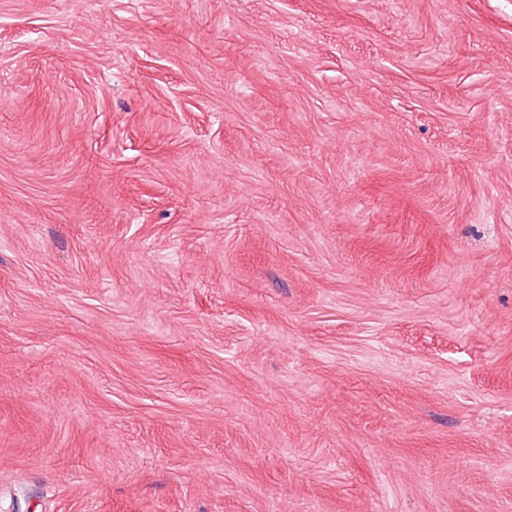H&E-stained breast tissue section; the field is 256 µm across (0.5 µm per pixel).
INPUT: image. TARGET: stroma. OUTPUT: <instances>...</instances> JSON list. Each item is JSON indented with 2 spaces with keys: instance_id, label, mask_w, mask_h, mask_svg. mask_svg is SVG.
Masks as SVG:
<instances>
[{
  "instance_id": "1",
  "label": "stroma",
  "mask_w": 512,
  "mask_h": 512,
  "mask_svg": "<svg viewBox=\"0 0 512 512\" xmlns=\"http://www.w3.org/2000/svg\"><path fill=\"white\" fill-rule=\"evenodd\" d=\"M0 512H512V0H0Z\"/></svg>"
}]
</instances>
